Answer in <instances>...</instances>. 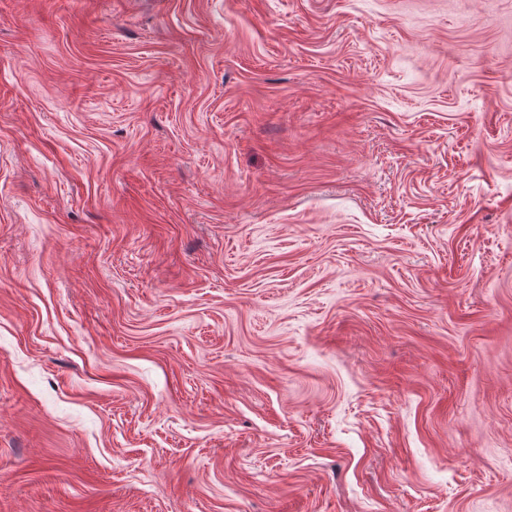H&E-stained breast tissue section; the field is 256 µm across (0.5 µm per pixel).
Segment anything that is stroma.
<instances>
[{
  "instance_id": "obj_1",
  "label": "stroma",
  "mask_w": 512,
  "mask_h": 512,
  "mask_svg": "<svg viewBox=\"0 0 512 512\" xmlns=\"http://www.w3.org/2000/svg\"><path fill=\"white\" fill-rule=\"evenodd\" d=\"M0 512H512V0H0Z\"/></svg>"
}]
</instances>
